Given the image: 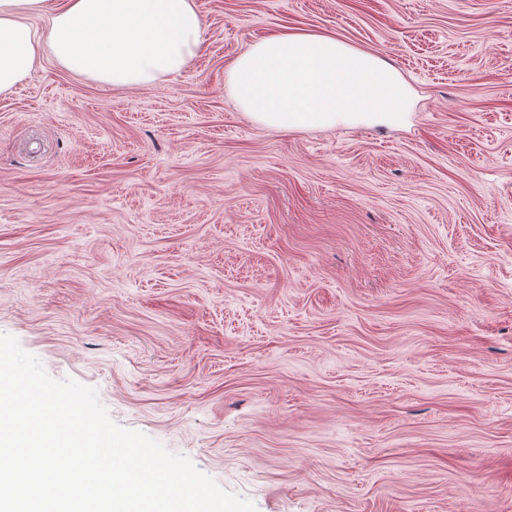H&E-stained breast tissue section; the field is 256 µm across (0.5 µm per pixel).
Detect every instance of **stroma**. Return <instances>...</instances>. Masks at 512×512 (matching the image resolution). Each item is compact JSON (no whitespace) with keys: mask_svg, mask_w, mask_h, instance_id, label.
Returning a JSON list of instances; mask_svg holds the SVG:
<instances>
[{"mask_svg":"<svg viewBox=\"0 0 512 512\" xmlns=\"http://www.w3.org/2000/svg\"><path fill=\"white\" fill-rule=\"evenodd\" d=\"M196 4L159 84L0 96V333L257 512H512V0ZM285 30L413 111L252 120L225 73Z\"/></svg>","mask_w":512,"mask_h":512,"instance_id":"35a3bbf8","label":"stroma"}]
</instances>
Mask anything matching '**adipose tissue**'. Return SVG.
Instances as JSON below:
<instances>
[{
  "instance_id": "obj_1",
  "label": "adipose tissue",
  "mask_w": 512,
  "mask_h": 512,
  "mask_svg": "<svg viewBox=\"0 0 512 512\" xmlns=\"http://www.w3.org/2000/svg\"><path fill=\"white\" fill-rule=\"evenodd\" d=\"M45 0H0V94L33 77L41 53L71 74L113 87L151 86L182 72L205 40L195 0H65L43 27ZM240 108L279 128L399 122L414 94L399 71L335 37H264L227 70Z\"/></svg>"
}]
</instances>
